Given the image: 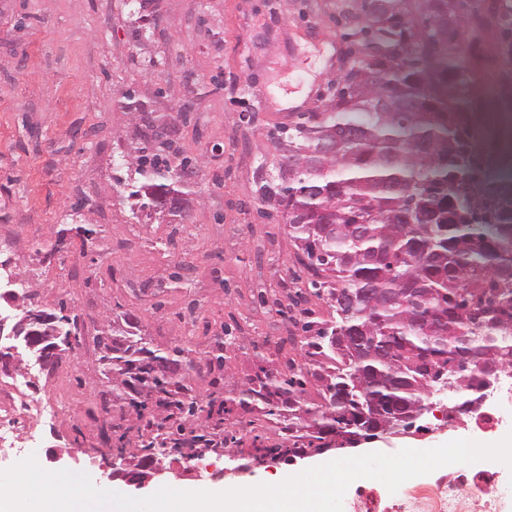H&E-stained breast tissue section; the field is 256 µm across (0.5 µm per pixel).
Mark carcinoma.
<instances>
[{"instance_id":"obj_1","label":"carcinoma","mask_w":512,"mask_h":512,"mask_svg":"<svg viewBox=\"0 0 512 512\" xmlns=\"http://www.w3.org/2000/svg\"><path fill=\"white\" fill-rule=\"evenodd\" d=\"M463 0H343L344 73L348 91L334 88L321 112H299L278 130L282 146L275 173L258 170L256 196L275 202L288 236L311 274L298 301L315 297L333 309L328 320L308 321L300 347L304 364L264 367L240 397L206 406L188 384L191 350L155 349L133 331L108 343L96 339L103 375L121 380L120 398L139 416L149 405L228 416L235 406L288 422V441L254 438L255 459L285 450L296 457L324 451L360 407L414 406L442 371L457 363L456 391L475 392L484 378L512 367V179L492 169L491 157L470 126L476 100L472 58L452 54L466 31L478 35L497 13L498 52L512 59V0H484L466 14ZM387 80L378 83L374 75ZM173 142L158 132L142 137L131 209L143 213L175 190L179 176L163 153ZM429 258H413L415 242ZM372 283L378 302L340 314L339 295ZM55 312L67 351L77 316ZM354 330L388 349L387 357L356 356L338 337ZM318 382L319 402L307 399Z\"/></svg>"}]
</instances>
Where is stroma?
I'll return each instance as SVG.
<instances>
[{
	"label": "stroma",
	"mask_w": 512,
	"mask_h": 512,
	"mask_svg": "<svg viewBox=\"0 0 512 512\" xmlns=\"http://www.w3.org/2000/svg\"><path fill=\"white\" fill-rule=\"evenodd\" d=\"M336 0H0V254L23 276L33 306L66 302L82 336L53 370L35 369L20 395L59 402L54 424L23 418L16 447L42 467L87 473L130 496L158 490L108 481L105 428L128 432L126 464L166 434L130 416L118 381L102 374L95 345L103 325L133 314L153 347L192 349L195 395L240 392L259 366L298 359L305 321L329 319L325 302L296 303L307 280L282 213L255 194L258 169L274 170L279 127L323 105L349 43ZM496 32L477 47L478 101L471 115L494 145V115L512 113V59ZM132 95L144 107L123 106ZM167 123L193 169L188 217L134 219L115 178L133 173L145 120ZM93 228L89 239L73 228ZM64 247H57L60 230ZM236 344L222 368L209 366L214 339ZM282 350H275L276 342ZM265 345L257 354V345ZM475 413L424 436H397L333 449L293 465H253L212 482L224 491L274 484L326 459L425 450L454 439L494 443L512 432L504 418L475 430ZM224 430L241 438H284L282 423L235 409Z\"/></svg>",
	"instance_id": "35a3bbf8"
}]
</instances>
